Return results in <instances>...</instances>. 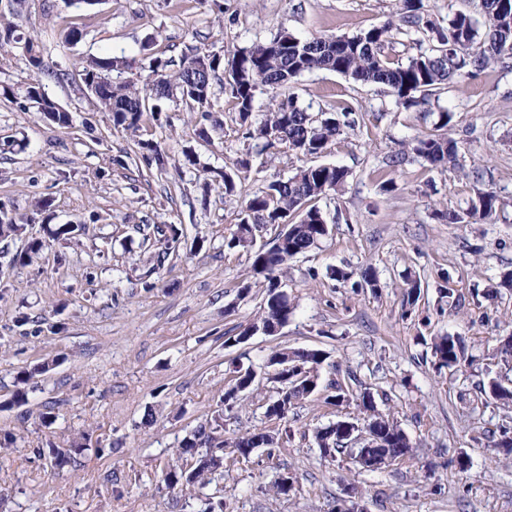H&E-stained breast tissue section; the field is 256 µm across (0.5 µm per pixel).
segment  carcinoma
Segmentation results:
<instances>
[{
	"label": "carcinoma",
	"mask_w": 512,
	"mask_h": 512,
	"mask_svg": "<svg viewBox=\"0 0 512 512\" xmlns=\"http://www.w3.org/2000/svg\"><path fill=\"white\" fill-rule=\"evenodd\" d=\"M422 0H403L397 20L374 26L352 36H314L306 39L283 32L263 44L240 49L233 54L229 71V93L238 113L244 138L262 140L265 146L284 145L303 155L322 153L327 145L341 135L345 128L353 129L359 123L354 107L341 112L313 115L297 105L291 96L274 101L268 109L253 118L255 93L266 87L274 92L285 91L305 73L318 70L336 72L363 85H380L394 98L398 106L406 109L420 108L438 96L445 85L457 80L464 71H480L491 63H505L512 59V0H481L483 21L465 13H457L442 26L421 12ZM415 36L419 46L416 55L402 63L393 57L395 44L402 36ZM288 43V58L281 56L275 44ZM24 45L23 57L28 68L37 73L42 70L39 46L32 38L17 34L16 25L0 18V55L18 53ZM125 62L118 57L87 56L81 61L80 79L93 96L96 106L112 116L115 127L136 130L143 118L155 122L162 119V102L179 94L181 100L202 120L213 128L222 121L213 117V78L224 69V56L217 53L189 49L179 60L155 57L150 62V75L143 86L130 80H115L112 72L121 71ZM0 95L15 103L19 110L36 111L57 126L69 128L72 117L69 111L52 101L45 93L41 80L35 78L27 84L22 94L8 85L0 87ZM448 112H439L438 133L421 136L411 143L412 153L431 167L458 165V142L442 132L448 127ZM142 158L148 166L162 171L169 163V156L153 142H138ZM235 172L211 171L212 177L223 183L228 198L240 195L244 173L250 170V161L239 159L234 163ZM349 171L334 165H316L298 170L286 180L269 183L263 190L251 195L240 211L235 230L225 240L229 249L243 248L250 251L251 273L255 282L264 288L263 303L258 317L238 332L224 333V346L234 347L244 336L288 323L294 306L288 295L280 290L279 274L292 258L316 247L327 234V220L317 206L309 202L333 195L346 184ZM497 197L492 192H480L466 212L446 215L448 223L477 224L489 220L496 212ZM269 224L282 226L270 242L255 247L252 229ZM84 224H58L47 229L48 237H38L29 230L22 218L0 207V251L11 254L10 266L24 268L34 258L44 253L56 240H72L85 233ZM141 246L153 253V265L142 274L143 287L153 288L154 274L179 246L181 232L174 224L160 226L147 224L140 229ZM23 242L21 249L10 252L9 243ZM420 298V286L413 282L404 293L403 315L408 317ZM433 365L437 370L456 371L466 360V346L459 336H436L431 342ZM49 363L15 376V390L11 403L27 402V385L35 374L45 371ZM300 372L293 368L278 380L277 391L264 400L265 412L277 410L280 402L291 406L311 395L306 380H297ZM255 381L247 368H238L224 389L223 404L231 407L253 395ZM480 393L503 404L512 402V387L499 377H491L481 386ZM360 411L364 422L376 427L382 434L384 447L379 467L390 459H397L409 451V443L400 424L376 410L373 397L368 392L361 396ZM224 431V408L213 411L211 417L199 424L185 437L176 450V461L162 470L166 486L180 492L198 487L216 485L214 492L195 496L200 501L199 512H224V496L219 494L224 470H210L193 463L194 457L213 452L216 457L225 455V448L244 456L251 448L258 431L247 430L232 443H214V435ZM104 453L100 445L90 444L89 434L75 437L69 447L37 449V454L50 459L56 467L76 462L87 452Z\"/></svg>",
	"instance_id": "carcinoma-1"
}]
</instances>
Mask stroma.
Returning a JSON list of instances; mask_svg holds the SVG:
<instances>
[{
  "mask_svg": "<svg viewBox=\"0 0 512 512\" xmlns=\"http://www.w3.org/2000/svg\"><path fill=\"white\" fill-rule=\"evenodd\" d=\"M396 0H104L78 10L66 0H28L14 19L38 43L45 91L73 117L63 129L38 112L0 98V201L45 220L35 202L52 201L57 224H84L80 243L53 242L32 265L0 273V512H188L184 498L162 481L172 454L219 408L231 363L264 365L281 349H320L323 386L267 419L263 399L274 382L261 379L253 398L224 415V437L249 428L275 435L276 448L224 460L226 512H335L344 487L356 490L364 512H512V460L493 433L512 428V407L485 401L482 381L512 379L497 355L512 336V66L496 63L449 84L430 113L394 105L380 87L331 72L299 77L292 92L310 112L360 107L357 127L344 129L323 153L297 155L244 138L227 85L214 84L221 128L196 134L198 115L179 98L166 103V122L138 131L114 128L81 85V56L109 54L126 63L125 79L143 83L150 57L176 58L190 47L232 58L236 50L281 32L300 38L342 36L394 20ZM68 19L86 33L65 43ZM450 112L448 134L459 143L458 166L433 168L413 160L389 167L387 157L412 138L433 133L439 111ZM150 140L169 156L165 170L147 168L138 143ZM197 167H183L184 150ZM249 157L241 197L229 200L208 172ZM349 170L343 193L318 199L328 236L297 256L281 276L294 305L275 336L256 335L225 347V331L256 318L261 287L240 294L251 278L249 255L224 246L245 195L298 168ZM494 192L492 222L451 224L478 192ZM142 224H177V252L143 288L147 251L120 244ZM203 247H196V240ZM352 273L373 267L377 291L330 280L329 267ZM421 297L402 316L406 279ZM449 296H440L441 286ZM29 322L18 327V314ZM463 337L467 360L454 374L438 373L432 337ZM57 365L32 380L26 404L10 405L14 377L50 358ZM339 381L350 401L327 402L326 382ZM370 390L394 416L411 449L390 466L360 469L352 460L322 458L317 428L356 414L354 399ZM56 406L53 423L40 419ZM86 431L105 451L75 467L57 468L38 449L67 447ZM465 453L467 472L450 460ZM292 473L294 487L277 497L272 483Z\"/></svg>",
  "mask_w": 512,
  "mask_h": 512,
  "instance_id": "stroma-1",
  "label": "stroma"
}]
</instances>
